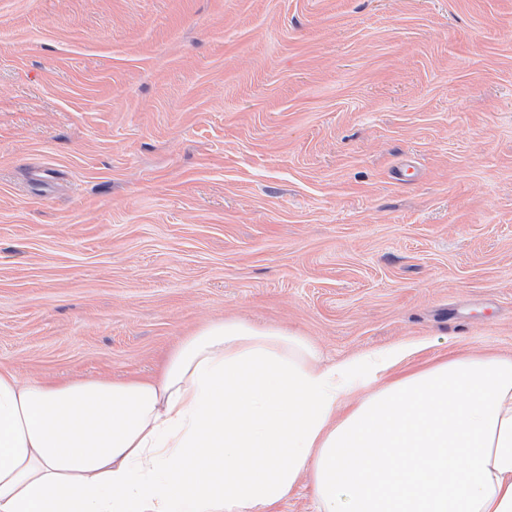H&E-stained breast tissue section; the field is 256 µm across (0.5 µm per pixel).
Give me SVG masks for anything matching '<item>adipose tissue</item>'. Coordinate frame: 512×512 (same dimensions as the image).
Listing matches in <instances>:
<instances>
[{
    "label": "adipose tissue",
    "mask_w": 512,
    "mask_h": 512,
    "mask_svg": "<svg viewBox=\"0 0 512 512\" xmlns=\"http://www.w3.org/2000/svg\"><path fill=\"white\" fill-rule=\"evenodd\" d=\"M429 345L324 369L299 333L227 319L151 377L2 367L0 512H280L305 479L317 512H512V357L404 371Z\"/></svg>",
    "instance_id": "ef3b65f1"
}]
</instances>
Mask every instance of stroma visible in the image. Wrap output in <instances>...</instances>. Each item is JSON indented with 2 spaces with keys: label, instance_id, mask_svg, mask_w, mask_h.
<instances>
[{
  "label": "stroma",
  "instance_id": "35a3bbf8",
  "mask_svg": "<svg viewBox=\"0 0 512 512\" xmlns=\"http://www.w3.org/2000/svg\"><path fill=\"white\" fill-rule=\"evenodd\" d=\"M512 356V0H0V365Z\"/></svg>",
  "mask_w": 512,
  "mask_h": 512
}]
</instances>
